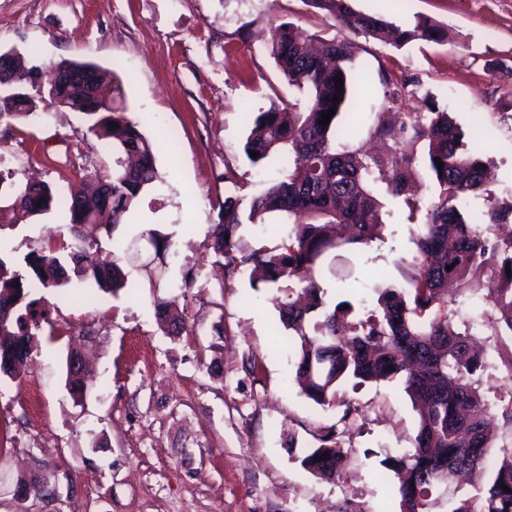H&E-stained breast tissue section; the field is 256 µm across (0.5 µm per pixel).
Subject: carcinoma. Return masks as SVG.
Listing matches in <instances>:
<instances>
[{
    "instance_id": "carcinoma-1",
    "label": "carcinoma",
    "mask_w": 512,
    "mask_h": 512,
    "mask_svg": "<svg viewBox=\"0 0 512 512\" xmlns=\"http://www.w3.org/2000/svg\"><path fill=\"white\" fill-rule=\"evenodd\" d=\"M309 3L358 35L379 39L388 30L383 19L354 9L351 0ZM446 37V30L428 18L395 32L399 44L441 43ZM268 51L288 84L307 89L308 97L301 108L272 107L253 119L244 152L258 153L251 164H271L279 178L249 200L224 199L212 230L215 255L224 259V268L231 273L242 267L249 270L251 287L262 284L277 290L273 301L279 322L298 347L296 376L303 381L304 395L315 404L330 409L343 406L347 417L355 408L343 397L346 382L404 380L422 412L413 451L385 459L398 482L400 512H432L443 499L433 477L442 467L483 477L475 493L456 489L444 498L446 512H512V448L495 446L490 431L494 412L477 387L485 367L483 350L474 334L455 327L448 313V285L455 284L462 292L484 290L492 306L488 329L494 336L512 338V275L506 273V266L512 265V238L496 235L497 226L512 223V204L500 201L487 186L481 157L474 151H459L460 133L448 113L433 109L428 120L415 112L378 113L369 137L396 153L390 161L391 191L406 192L414 175L413 149L422 142L437 195L414 241L408 287H384L376 306L362 317L348 300L329 306L320 283L326 256L347 244L372 240L383 227L382 205L368 190L366 179L385 159L348 144L354 125L338 124L347 101L364 89L366 75L356 69L348 45L323 39L321 47L312 50L288 23L274 27ZM20 64L17 58L9 70L0 72V122L33 116L38 102L46 99L60 105L47 88L36 97L23 91ZM58 67L81 70L96 64L61 61ZM98 79L102 85L112 83L115 74L100 67ZM67 104L90 117L89 131L112 148V170L95 173L110 184L112 205L98 203L75 183L60 194L47 184L13 182V200L0 206V217L11 213L18 221L55 212L74 230L98 225L109 234L129 223L141 193L159 179L158 145L111 100L95 108L83 99H70ZM332 108L336 112L328 125H321L322 115ZM111 122L118 127H110ZM437 158L443 167H437ZM471 197L483 200L478 223L462 212ZM270 213L288 224L280 244L241 252L235 241L239 225L246 219L262 226ZM141 236L157 255L172 248L170 236L158 229H145ZM62 250L66 255L56 249L29 254L24 274L9 271L0 257V360L18 356L23 365L29 357L23 341L40 329L36 301H26L29 288L59 289L72 274L103 292L126 287L127 274L117 253L91 244L66 245ZM67 262L73 265L70 273ZM177 308L175 297L159 300L156 307L160 328L170 336L188 331ZM345 460L346 452L329 431L301 465L313 475L334 480Z\"/></svg>"
}]
</instances>
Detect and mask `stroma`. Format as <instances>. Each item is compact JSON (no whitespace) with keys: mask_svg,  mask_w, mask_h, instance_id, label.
I'll return each instance as SVG.
<instances>
[{"mask_svg":"<svg viewBox=\"0 0 512 512\" xmlns=\"http://www.w3.org/2000/svg\"><path fill=\"white\" fill-rule=\"evenodd\" d=\"M355 9L401 28L417 18L443 26L445 42L398 46L353 34L308 0H0V49L32 64L63 59L114 70L116 97L152 141L160 182L136 204L137 221L113 236L82 227L87 243L122 242L128 275L118 295L71 280L59 291L34 288L48 319L24 367L0 377V512H400L396 481L384 461L411 450L417 413L401 381L346 390L358 408L325 409L295 380L293 348H275L280 326L274 289H254L246 272L215 265L210 231L225 197L264 193L275 168L253 166L244 144L247 115L288 99L304 104L268 53L271 29L292 23L304 37L352 45L368 73L349 100L366 138L381 112H448L463 151H478L497 196L512 203V0H353ZM84 114L45 109L26 122L0 123V170L36 177L58 191L111 166ZM418 208L409 210L386 180L369 188L384 204L381 238L337 260L348 280L325 276L326 299L372 309L380 289L406 286L414 239L435 189L415 148ZM232 181H225V174ZM169 234L158 261L140 231ZM288 231L269 215L240 225L249 251L275 247ZM70 225L46 214L0 222V254L22 267L27 254L72 243ZM192 285H185V275ZM177 297L189 332L157 324V299ZM459 327L480 331L491 402L512 396L499 337L482 327L489 304L462 293L450 305ZM223 335H216V325ZM77 348L92 372L82 396L67 384L66 357ZM336 431L347 449L342 475L329 483L300 464L320 435ZM46 470L39 496L18 498L20 473Z\"/></svg>","mask_w":512,"mask_h":512,"instance_id":"stroma-1","label":"stroma"}]
</instances>
